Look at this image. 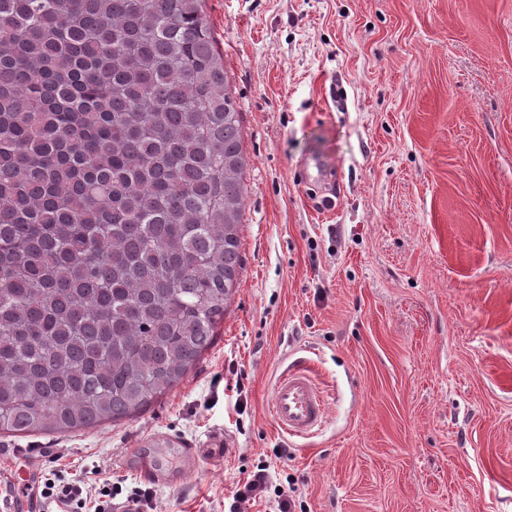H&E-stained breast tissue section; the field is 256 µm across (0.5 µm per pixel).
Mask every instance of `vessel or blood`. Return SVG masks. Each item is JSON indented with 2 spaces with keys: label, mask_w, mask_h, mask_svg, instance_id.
I'll return each instance as SVG.
<instances>
[{
  "label": "vessel or blood",
  "mask_w": 512,
  "mask_h": 512,
  "mask_svg": "<svg viewBox=\"0 0 512 512\" xmlns=\"http://www.w3.org/2000/svg\"><path fill=\"white\" fill-rule=\"evenodd\" d=\"M270 412L277 427L291 436H309L321 429L326 404L314 378L303 364L287 366L277 379L270 398ZM168 459L160 452L141 456L136 471L154 480H162Z\"/></svg>",
  "instance_id": "b4317fda"
}]
</instances>
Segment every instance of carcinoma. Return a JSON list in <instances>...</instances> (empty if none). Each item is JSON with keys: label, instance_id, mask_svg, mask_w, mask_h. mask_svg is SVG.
I'll return each mask as SVG.
<instances>
[{"label": "carcinoma", "instance_id": "1", "mask_svg": "<svg viewBox=\"0 0 512 512\" xmlns=\"http://www.w3.org/2000/svg\"><path fill=\"white\" fill-rule=\"evenodd\" d=\"M240 112L202 0H0V432L131 419L242 265Z\"/></svg>", "mask_w": 512, "mask_h": 512}]
</instances>
